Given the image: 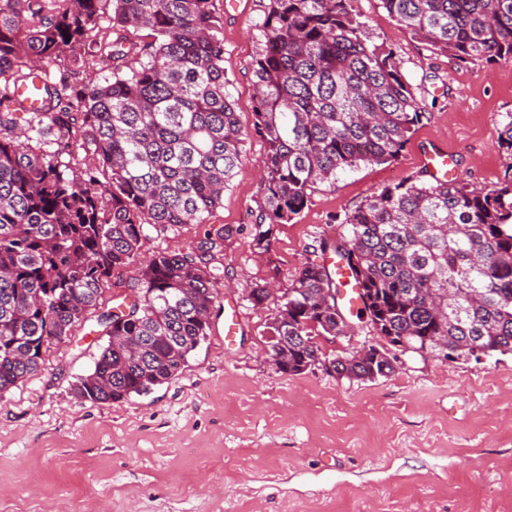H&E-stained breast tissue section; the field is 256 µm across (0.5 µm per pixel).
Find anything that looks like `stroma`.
Segmentation results:
<instances>
[{"label": "stroma", "mask_w": 512, "mask_h": 512, "mask_svg": "<svg viewBox=\"0 0 512 512\" xmlns=\"http://www.w3.org/2000/svg\"><path fill=\"white\" fill-rule=\"evenodd\" d=\"M216 0L224 68L248 137L224 201L204 224L149 229L134 261L113 272L96 311L42 352L39 370L0 396V512H512V354L448 362L402 355L374 381L316 368L297 376L268 361L276 299L252 288L288 285L319 239L371 193L428 179L432 146L453 177L498 186L512 157L499 152L512 114V61L461 65L401 30L381 0H350L371 43L391 50L427 119L397 159L360 165L316 185L269 251L253 249L266 143L253 134L257 22L268 0ZM222 237V275L208 336L182 372L118 403L77 399L72 385L106 341L99 313L127 304L142 264ZM240 314L224 340V305Z\"/></svg>", "instance_id": "stroma-1"}]
</instances>
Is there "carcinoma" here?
<instances>
[{
	"label": "carcinoma",
	"mask_w": 512,
	"mask_h": 512,
	"mask_svg": "<svg viewBox=\"0 0 512 512\" xmlns=\"http://www.w3.org/2000/svg\"><path fill=\"white\" fill-rule=\"evenodd\" d=\"M349 0H269L256 25L254 133L264 138L262 202L251 245L340 171L396 158L426 113L393 53L368 44ZM397 25L460 63L512 61V0H381ZM112 15H107V9ZM109 16L108 25L101 24ZM147 30L139 44L129 30ZM99 57L112 76L93 75ZM40 106L16 95L38 64ZM0 394L37 372L42 345L70 335L97 307L112 272L147 230L205 224L242 161L215 0H0ZM28 115L25 146L13 135ZM53 139L46 140L47 135ZM56 145L48 151L44 146ZM498 150L512 156V115ZM81 155L77 166L62 156ZM321 239L355 273L359 316L402 353L450 361L512 353V165L498 187L418 180L373 192ZM220 242L159 252L140 269L136 302L97 322L111 337L77 397L116 403L172 381L205 340L221 275ZM339 289L306 260L283 289L268 355L297 376L322 366L372 381L397 356L369 348L330 359L317 336H344Z\"/></svg>",
	"instance_id": "cac0c4a2"
}]
</instances>
